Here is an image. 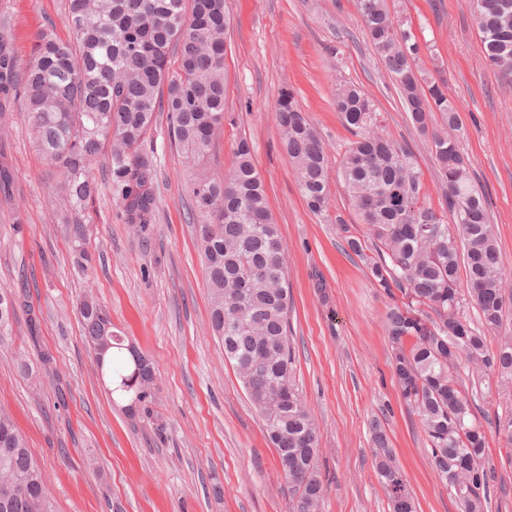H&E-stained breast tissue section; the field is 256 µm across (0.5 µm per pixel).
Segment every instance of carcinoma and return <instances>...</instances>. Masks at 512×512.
<instances>
[{"mask_svg": "<svg viewBox=\"0 0 512 512\" xmlns=\"http://www.w3.org/2000/svg\"><path fill=\"white\" fill-rule=\"evenodd\" d=\"M358 2L363 37L397 85L411 123L427 137L446 210L426 205L415 155L384 133L362 88L340 82L332 105L355 140L338 168L366 226L363 237L346 236L347 248L391 299L383 325L394 377L421 423L436 475L460 512H489V437L466 385L476 388L495 376L512 386V335L498 337L492 352L484 333L504 327L512 278L504 272L485 193L460 148V113L438 84L421 82L420 46L385 0ZM472 2L485 57L512 84V0ZM68 27L67 37L42 29L25 64L0 49V125L10 120L14 101L25 99L31 142L60 175L53 209L65 218L74 263L83 269L89 262L84 210L97 192L93 165L101 160L108 168L126 224L137 232L151 223L155 169L140 149L155 114L168 113L170 141L189 170L187 214L203 258L211 330L264 421L281 473L293 483L290 512H322L318 424L291 383L286 257L251 146L238 141L234 164L221 177L198 170L224 126V0H69ZM273 114L299 192L321 217L329 197L323 141L292 91L280 92ZM466 305L477 311L480 326L464 314ZM19 306L0 288V337L11 332ZM79 313L110 394L129 396L127 410L135 411L152 396L153 363L116 334L93 296L83 298ZM494 431L505 438L511 465L512 413L497 416ZM371 434L391 512H416L376 419ZM0 512H56L44 472L2 410Z\"/></svg>", "mask_w": 512, "mask_h": 512, "instance_id": "carcinoma-1", "label": "carcinoma"}]
</instances>
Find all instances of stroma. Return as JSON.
Segmentation results:
<instances>
[{"label":"stroma","instance_id":"stroma-1","mask_svg":"<svg viewBox=\"0 0 512 512\" xmlns=\"http://www.w3.org/2000/svg\"><path fill=\"white\" fill-rule=\"evenodd\" d=\"M420 46L421 77L445 82L460 111L461 143L485 192L512 270V88L482 51L471 0H388ZM12 52L33 53L38 31L67 35L66 0H8ZM224 129L203 165L232 167L248 139L286 248L291 294L292 381L321 432L323 512H389L374 469L370 423L386 428L417 512H459L430 465L425 434L402 403L392 348L380 323L390 302L373 287L345 233L366 231L338 177L352 141L332 107L337 79L360 86L387 134L410 147L426 203L439 180L424 137L363 39L357 0H225ZM291 88L326 144L329 205L314 216L301 197L271 110ZM16 101L0 161V287L21 306L0 340V409L9 413L50 479L56 512H288L291 490L260 415L209 329V302L183 160L159 113L141 151L156 168V218L133 233L106 178L88 202L86 271L72 264L52 211L57 170L32 147ZM93 293L115 331L150 358L153 395L136 412L112 399L85 343L77 305ZM52 356L44 364V356ZM39 372L40 386L24 370Z\"/></svg>","mask_w":512,"mask_h":512}]
</instances>
